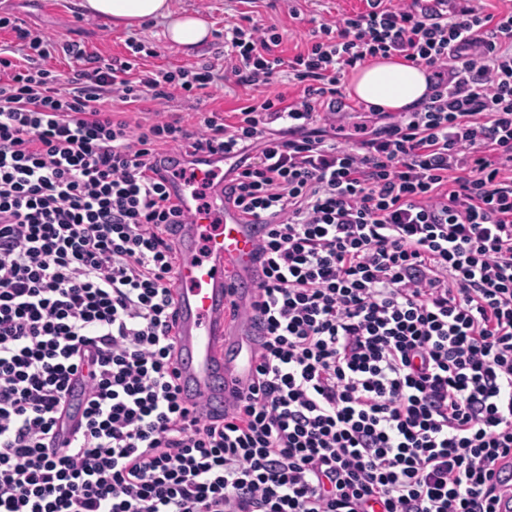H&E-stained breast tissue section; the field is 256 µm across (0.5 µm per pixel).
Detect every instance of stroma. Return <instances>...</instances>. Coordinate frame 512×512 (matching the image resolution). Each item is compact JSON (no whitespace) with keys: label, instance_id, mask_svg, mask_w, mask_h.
Listing matches in <instances>:
<instances>
[{"label":"stroma","instance_id":"obj_1","mask_svg":"<svg viewBox=\"0 0 512 512\" xmlns=\"http://www.w3.org/2000/svg\"><path fill=\"white\" fill-rule=\"evenodd\" d=\"M77 2L0 0V16L17 15L33 32L79 43L87 53L106 60L124 54L126 41L133 38L155 51L145 61L147 68L174 70L207 63L220 69L224 66V30L243 19L256 25L277 26L283 35V53L291 56L303 48L314 23L333 21L339 14L364 6L363 0H174L176 9L197 14L212 27L210 41L187 54L167 42L163 21L132 28L107 26L83 17ZM254 94L252 88L220 82L201 99L175 93L168 109L182 117L184 123L193 124L202 111L220 108L229 112Z\"/></svg>","mask_w":512,"mask_h":512}]
</instances>
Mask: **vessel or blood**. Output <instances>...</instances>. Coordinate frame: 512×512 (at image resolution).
<instances>
[{
    "mask_svg": "<svg viewBox=\"0 0 512 512\" xmlns=\"http://www.w3.org/2000/svg\"><path fill=\"white\" fill-rule=\"evenodd\" d=\"M197 182L212 186L214 202L199 208L192 187L171 186V195L189 222L179 234L176 276L171 284L178 311L176 324L180 358L181 398L185 405L207 413L231 407L252 381L253 348L264 335L258 312L229 323V298L252 301L262 271L256 248L261 225L248 223L224 203L221 170L215 159L196 162Z\"/></svg>",
    "mask_w": 512,
    "mask_h": 512,
    "instance_id": "b4317fda",
    "label": "vessel or blood"
}]
</instances>
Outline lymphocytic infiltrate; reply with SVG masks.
Returning a JSON list of instances; mask_svg holds the SVG:
<instances>
[{
    "label": "lymphocytic infiltrate",
    "instance_id": "obj_1",
    "mask_svg": "<svg viewBox=\"0 0 512 512\" xmlns=\"http://www.w3.org/2000/svg\"><path fill=\"white\" fill-rule=\"evenodd\" d=\"M284 56L229 27V66L102 61L0 17V512H499L512 459V8L365 0ZM75 59L68 78L44 68ZM429 73L417 108L337 141L345 75ZM291 95L165 109L217 81ZM231 163L265 224L257 375L211 418L180 399L179 158Z\"/></svg>",
    "mask_w": 512,
    "mask_h": 512
}]
</instances>
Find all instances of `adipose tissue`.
Masks as SVG:
<instances>
[{
  "instance_id": "obj_1",
  "label": "adipose tissue",
  "mask_w": 512,
  "mask_h": 512,
  "mask_svg": "<svg viewBox=\"0 0 512 512\" xmlns=\"http://www.w3.org/2000/svg\"><path fill=\"white\" fill-rule=\"evenodd\" d=\"M80 7L85 15L111 26L135 27L147 21L165 20L166 37L186 52L204 43L210 35L205 20L177 13L171 0H81ZM428 88L425 68L391 57L356 68L346 91L365 104L400 112L421 102Z\"/></svg>"
}]
</instances>
